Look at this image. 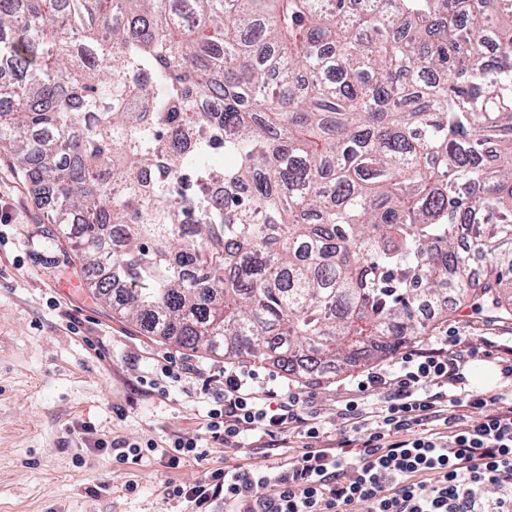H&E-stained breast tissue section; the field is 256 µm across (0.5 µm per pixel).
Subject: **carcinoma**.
Listing matches in <instances>:
<instances>
[{
    "mask_svg": "<svg viewBox=\"0 0 512 512\" xmlns=\"http://www.w3.org/2000/svg\"><path fill=\"white\" fill-rule=\"evenodd\" d=\"M1 59L0 151L145 332L311 380L450 282L512 320V0H0Z\"/></svg>",
    "mask_w": 512,
    "mask_h": 512,
    "instance_id": "1",
    "label": "carcinoma"
}]
</instances>
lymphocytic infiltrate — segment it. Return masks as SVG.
I'll use <instances>...</instances> for the list:
<instances>
[{
	"label": "lymphocytic infiltrate",
	"mask_w": 512,
	"mask_h": 512,
	"mask_svg": "<svg viewBox=\"0 0 512 512\" xmlns=\"http://www.w3.org/2000/svg\"><path fill=\"white\" fill-rule=\"evenodd\" d=\"M493 348L438 336L402 353L397 367L357 376V396L337 406L342 428L328 445L310 392L288 384L261 391L255 370L225 366L222 388L201 387L212 401L209 439L239 452L245 439L272 449L293 432L301 449L265 471L228 457L192 486L168 483L165 494L196 512L219 500L228 512H512V396L477 392L464 373ZM116 451L123 461L157 453L174 468L204 455L197 439Z\"/></svg>",
	"instance_id": "obj_1"
}]
</instances>
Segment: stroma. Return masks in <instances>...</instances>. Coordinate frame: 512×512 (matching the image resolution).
<instances>
[{"label":"stroma","instance_id":"1","mask_svg":"<svg viewBox=\"0 0 512 512\" xmlns=\"http://www.w3.org/2000/svg\"><path fill=\"white\" fill-rule=\"evenodd\" d=\"M462 343L512 341V322L492 323L463 305L437 322ZM223 357L192 351L113 314L8 155L0 152V512H192L165 485H191L223 466V444L170 468L158 455L116 459L96 440L166 445L203 431L201 384ZM185 374L170 386L163 367ZM356 368L314 384L312 411L328 434ZM136 491H129V484Z\"/></svg>","mask_w":512,"mask_h":512}]
</instances>
